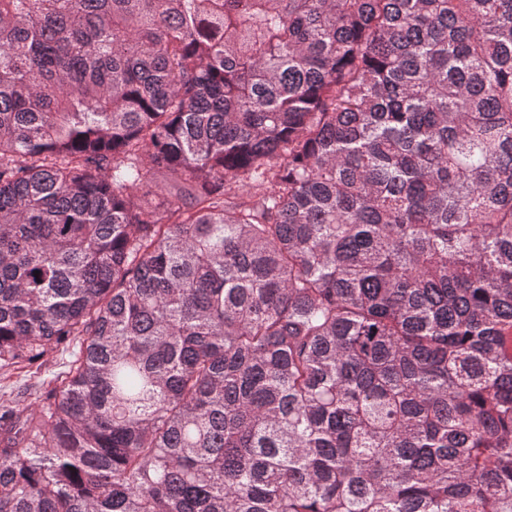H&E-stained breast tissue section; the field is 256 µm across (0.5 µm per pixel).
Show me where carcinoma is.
<instances>
[{"instance_id": "carcinoma-1", "label": "carcinoma", "mask_w": 512, "mask_h": 512, "mask_svg": "<svg viewBox=\"0 0 512 512\" xmlns=\"http://www.w3.org/2000/svg\"><path fill=\"white\" fill-rule=\"evenodd\" d=\"M0 512H512V0H0ZM61 362L41 368L34 364L23 369L0 371V398L24 400L26 404L38 402L48 389L49 381L66 370Z\"/></svg>"}]
</instances>
